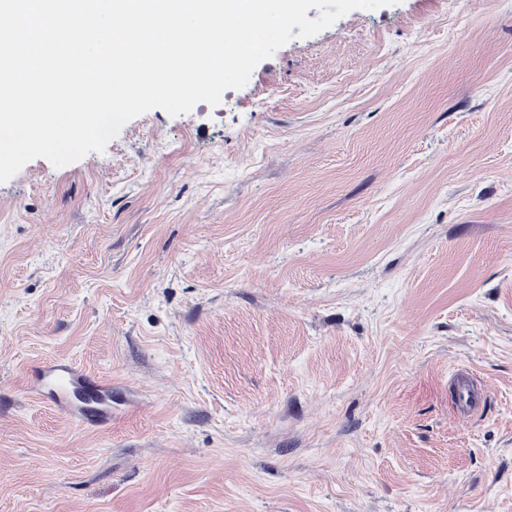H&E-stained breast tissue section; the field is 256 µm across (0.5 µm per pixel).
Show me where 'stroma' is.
Listing matches in <instances>:
<instances>
[{"mask_svg": "<svg viewBox=\"0 0 512 512\" xmlns=\"http://www.w3.org/2000/svg\"><path fill=\"white\" fill-rule=\"evenodd\" d=\"M0 512H512V0L353 11L1 183ZM34 389L72 416L98 421L112 416V389L74 366L46 367L38 374Z\"/></svg>", "mask_w": 512, "mask_h": 512, "instance_id": "35a3bbf8", "label": "stroma"}]
</instances>
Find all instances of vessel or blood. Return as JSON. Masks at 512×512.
<instances>
[{
	"mask_svg": "<svg viewBox=\"0 0 512 512\" xmlns=\"http://www.w3.org/2000/svg\"><path fill=\"white\" fill-rule=\"evenodd\" d=\"M37 394L79 418L103 420L112 414V390L72 366L52 365L34 383Z\"/></svg>",
	"mask_w": 512,
	"mask_h": 512,
	"instance_id": "1",
	"label": "vessel or blood"
}]
</instances>
